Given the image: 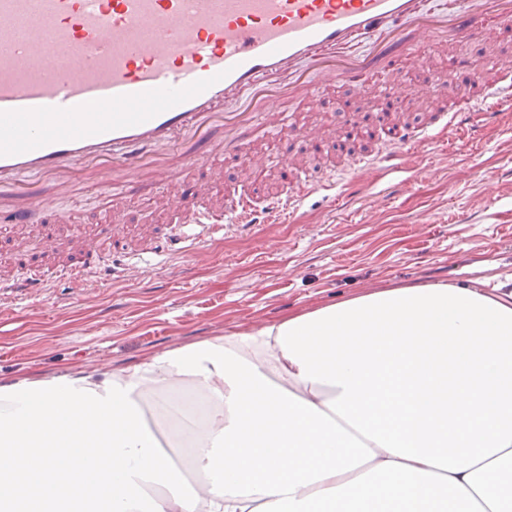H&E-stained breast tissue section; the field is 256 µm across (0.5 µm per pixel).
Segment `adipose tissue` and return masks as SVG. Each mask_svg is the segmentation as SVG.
<instances>
[{
    "label": "adipose tissue",
    "instance_id": "ef3b65f1",
    "mask_svg": "<svg viewBox=\"0 0 512 512\" xmlns=\"http://www.w3.org/2000/svg\"><path fill=\"white\" fill-rule=\"evenodd\" d=\"M0 512H512V274L0 382Z\"/></svg>",
    "mask_w": 512,
    "mask_h": 512
}]
</instances>
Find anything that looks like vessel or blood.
Wrapping results in <instances>:
<instances>
[{
	"label": "vessel or blood",
	"mask_w": 512,
	"mask_h": 512,
	"mask_svg": "<svg viewBox=\"0 0 512 512\" xmlns=\"http://www.w3.org/2000/svg\"><path fill=\"white\" fill-rule=\"evenodd\" d=\"M492 36L512 37V0H464L463 9L434 12L423 0H0V224H32L48 212L50 201L30 179L70 189L93 171L108 187L107 236L121 243L126 194L146 173L167 188L159 207L186 219L180 250L198 252L208 226L292 214L329 184L312 174L293 180L301 168L294 156L284 191L259 204L238 196L207 207L205 188L182 179L181 168L230 154L261 170L255 135H290L322 154L327 140L280 108L316 101L339 82L388 105L384 147L355 157L353 167L363 175L377 162L397 168L432 144L435 129L468 128L465 103H512V70L493 62L470 77L450 53L460 86L430 80L421 92L398 80L400 68L417 64L423 43L462 46ZM357 38L366 39L364 52L351 51ZM376 72L388 75L385 85H369ZM420 95L435 110L419 123L401 120L404 104ZM92 273L87 262L55 270L77 293ZM45 284L35 273L0 281V290L27 294Z\"/></svg>",
	"instance_id": "vessel-or-blood-1"
}]
</instances>
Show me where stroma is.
Instances as JSON below:
<instances>
[{
    "label": "stroma",
    "mask_w": 512,
    "mask_h": 512,
    "mask_svg": "<svg viewBox=\"0 0 512 512\" xmlns=\"http://www.w3.org/2000/svg\"><path fill=\"white\" fill-rule=\"evenodd\" d=\"M344 84L330 88L321 104L298 110L309 126L345 122L341 105L352 100ZM271 152L260 183L241 180L225 158L215 195L240 193L261 199L280 189L276 162L298 152L294 138L257 139ZM336 150L324 170L335 181V199L312 197L287 217L237 232L215 230L207 257L172 256L167 240L150 264L128 281H106L75 294L57 286L30 296L12 295L0 320V381L36 378L66 370L122 369L151 354L214 336L287 319L373 288L431 282L474 284L512 274V107L478 124L464 138L437 135L426 154L404 158L399 172L374 168L363 180ZM56 197L65 223L46 216L30 226L36 249L18 253L13 235H0V266L12 274L43 263L46 244L68 245L79 225L100 233L106 202L103 186L85 180L71 195L38 183ZM126 222L166 233L180 215L157 208V187L134 186Z\"/></svg>",
    "instance_id": "1"
}]
</instances>
